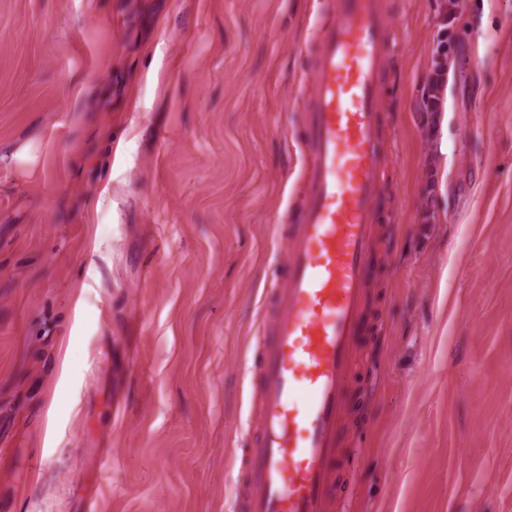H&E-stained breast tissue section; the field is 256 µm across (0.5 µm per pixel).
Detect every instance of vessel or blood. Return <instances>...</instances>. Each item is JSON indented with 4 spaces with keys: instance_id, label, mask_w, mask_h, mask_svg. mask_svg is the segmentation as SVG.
I'll list each match as a JSON object with an SVG mask.
<instances>
[{
    "instance_id": "1",
    "label": "vessel or blood",
    "mask_w": 512,
    "mask_h": 512,
    "mask_svg": "<svg viewBox=\"0 0 512 512\" xmlns=\"http://www.w3.org/2000/svg\"><path fill=\"white\" fill-rule=\"evenodd\" d=\"M391 20L389 0H324L301 76L303 200L273 227L286 259L248 373L260 425L235 457L238 512H329L336 492L337 430L385 207Z\"/></svg>"
}]
</instances>
